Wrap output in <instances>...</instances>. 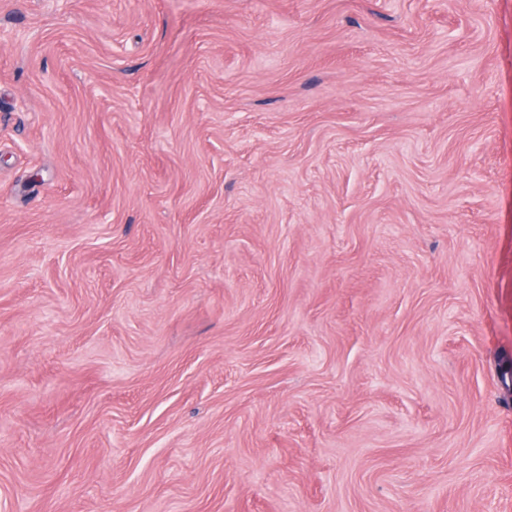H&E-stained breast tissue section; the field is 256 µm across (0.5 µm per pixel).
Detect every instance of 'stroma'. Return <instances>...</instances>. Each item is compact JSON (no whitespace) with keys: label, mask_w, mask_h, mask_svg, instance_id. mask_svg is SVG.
<instances>
[{"label":"stroma","mask_w":512,"mask_h":512,"mask_svg":"<svg viewBox=\"0 0 512 512\" xmlns=\"http://www.w3.org/2000/svg\"><path fill=\"white\" fill-rule=\"evenodd\" d=\"M0 512H512V0H0Z\"/></svg>","instance_id":"obj_1"}]
</instances>
